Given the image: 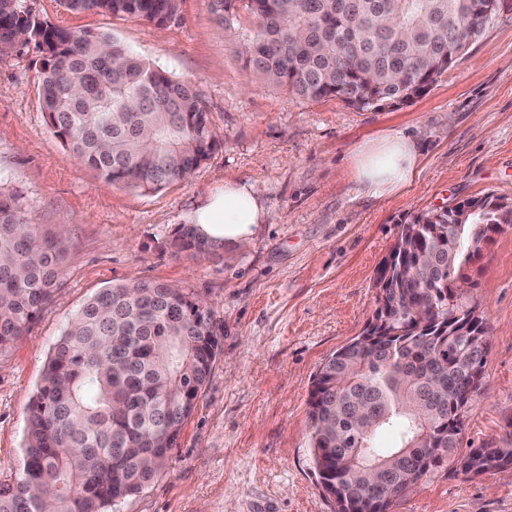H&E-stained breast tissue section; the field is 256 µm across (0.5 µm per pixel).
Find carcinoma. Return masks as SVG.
<instances>
[{
  "mask_svg": "<svg viewBox=\"0 0 512 512\" xmlns=\"http://www.w3.org/2000/svg\"><path fill=\"white\" fill-rule=\"evenodd\" d=\"M166 25L180 0H62ZM224 26L257 20L242 58L269 86L303 101L336 97L362 110L411 101L499 15L498 0H212ZM0 0V52L28 36L41 49L38 95L65 150L115 185L161 189L217 145L197 91L108 34L58 28ZM512 204L495 196L435 209L402 225L379 272V333L352 340L315 374L308 404L314 470L339 512H377L443 461L478 476L512 464V448L457 456L465 413L482 384L483 319L453 292ZM224 244L181 224L178 255ZM65 233L43 234L20 197L0 190V350L15 343L62 286ZM219 338L211 311L165 283L95 293L49 357L28 416L19 478L0 484V512H107L167 464L206 383ZM383 483L372 489L370 470Z\"/></svg>",
  "mask_w": 512,
  "mask_h": 512,
  "instance_id": "1",
  "label": "carcinoma"
}]
</instances>
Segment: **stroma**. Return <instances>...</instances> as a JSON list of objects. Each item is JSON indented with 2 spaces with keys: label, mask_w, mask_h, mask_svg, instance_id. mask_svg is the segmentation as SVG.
<instances>
[{
  "label": "stroma",
  "mask_w": 512,
  "mask_h": 512,
  "mask_svg": "<svg viewBox=\"0 0 512 512\" xmlns=\"http://www.w3.org/2000/svg\"><path fill=\"white\" fill-rule=\"evenodd\" d=\"M51 24L113 35L194 85L217 148L157 191L118 187L68 156L38 99L41 54L0 53V183L34 223L66 225L63 284L28 332L0 351V483L18 479L28 407L56 343L115 283L158 281L211 311L220 338L207 384L166 467L109 512H334L312 468L308 397L320 365L360 336L378 306L375 274L402 224L488 194L512 203V0L426 92L380 111L304 102L264 83L236 46L256 21L225 28L212 0H181L165 27L31 0ZM389 130L418 133L423 170L404 191L361 196L351 152ZM258 179L269 211L243 249L172 256L166 242L212 189ZM466 294L488 327L484 384L461 450L512 448V227L468 266ZM390 512H512V475L441 465Z\"/></svg>",
  "instance_id": "obj_1"
}]
</instances>
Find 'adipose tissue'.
<instances>
[{
    "instance_id": "ef3b65f1",
    "label": "adipose tissue",
    "mask_w": 512,
    "mask_h": 512,
    "mask_svg": "<svg viewBox=\"0 0 512 512\" xmlns=\"http://www.w3.org/2000/svg\"><path fill=\"white\" fill-rule=\"evenodd\" d=\"M417 136L388 131L352 152L355 180L362 196L379 199L406 188L421 171ZM268 210L255 180L225 182L208 192L190 214L198 233L215 241L247 246Z\"/></svg>"
}]
</instances>
